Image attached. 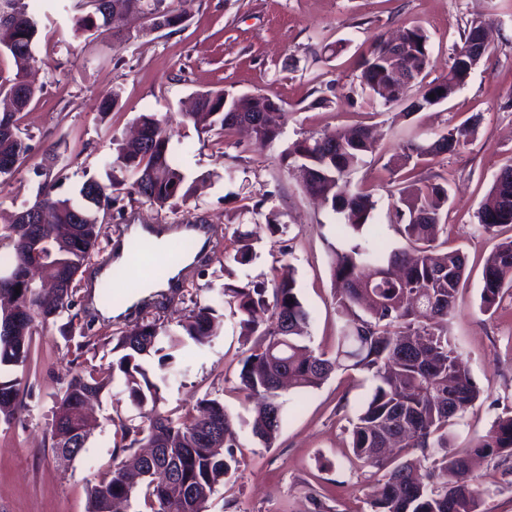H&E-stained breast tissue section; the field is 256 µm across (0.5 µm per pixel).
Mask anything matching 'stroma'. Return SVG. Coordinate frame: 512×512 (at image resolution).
Returning a JSON list of instances; mask_svg holds the SVG:
<instances>
[{
	"label": "stroma",
	"mask_w": 512,
	"mask_h": 512,
	"mask_svg": "<svg viewBox=\"0 0 512 512\" xmlns=\"http://www.w3.org/2000/svg\"><path fill=\"white\" fill-rule=\"evenodd\" d=\"M69 0H30L42 19L34 44V76L42 85L39 101L23 112L20 127L31 150L20 169L0 176V210L32 201L42 167L41 146L58 145L71 177L61 194H75L81 172L103 180V165L113 139L125 138L144 112L165 123L179 163L189 177L207 173L190 219L203 225L209 250L203 261L175 279L153 299V315L176 323L192 302L214 307L217 329L202 346L187 343L171 360L152 356L144 366L165 376L162 411L176 414L198 399H222L234 418L239 469L217 486L209 512H306L310 487H335L333 512H371L369 501L381 477L357 462L348 449V421L369 396L366 375L333 374L320 387L283 391V420L273 447L257 439L248 424L249 403L238 374L250 342L239 317L219 294L223 267H231L237 285L270 280L274 267L290 263L311 319L308 344L333 351L339 319L330 275L332 250L339 246L340 214L307 194L301 180L280 161L294 141L338 127H365L377 139V160L355 170L352 184L367 187L376 208L370 221L391 248L403 241L394 228L396 197L383 161L407 141L424 142L478 116L479 123L457 152L434 159L425 176L448 186V246L462 251L472 274L459 292L449 334L481 395L452 428V445L463 449L486 434L494 420L512 413V290L505 291L496 313L479 308L481 274L494 239L477 224L479 204L501 167L512 162V0H194L176 32L151 30L146 19L132 17L120 28L99 27L77 39H61ZM491 27L490 56L452 99L416 113L411 87L401 103L383 106L360 83V62L374 39L409 25L429 37L428 81L448 72L456 44L471 21ZM343 42L340 54H323L327 43ZM261 92L277 101L287 120L271 143L239 131H197L180 114L200 92ZM116 92L120 107L107 117L98 99ZM278 211L284 231L271 235L265 224ZM181 215L143 203L126 206L101 224L107 247L79 273L78 309L88 312V333L99 339L96 354L80 353L57 328L37 329L31 359L13 369L21 381L27 410L21 419L0 421V512H86V486L112 467L114 418L138 419L127 400L101 396L85 450L71 466L60 467L48 448L49 423L57 395L76 365L105 369L112 362V332L140 321L123 286H116V318L91 306L88 291L111 261L113 244L126 225L168 227ZM250 232L253 259L229 263L233 229ZM477 484L481 512H512V461H480Z\"/></svg>",
	"instance_id": "stroma-1"
}]
</instances>
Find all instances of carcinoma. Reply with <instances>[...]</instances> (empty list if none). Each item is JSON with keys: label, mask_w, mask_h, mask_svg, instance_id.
I'll return each instance as SVG.
<instances>
[{"label": "carcinoma", "mask_w": 512, "mask_h": 512, "mask_svg": "<svg viewBox=\"0 0 512 512\" xmlns=\"http://www.w3.org/2000/svg\"><path fill=\"white\" fill-rule=\"evenodd\" d=\"M193 0H180L172 9L165 0H76L69 32L78 38L97 26L114 23L112 8L149 20L165 18V28L176 30L188 16ZM40 26L26 0H0V53L13 62L11 77L0 75V95L12 108L0 112V175L20 168L29 144L21 136V113L41 90L26 84V72L37 63L33 48ZM410 44L403 67L421 76L429 65L428 36L413 25L402 30ZM388 40L375 39L361 63L360 82L384 105L400 102L394 87L397 79L385 60ZM471 71L452 60L447 75L424 86L412 109L452 98ZM202 132L232 130L247 120L261 142L279 137L286 113L270 96L256 92L230 95L222 90L197 96L192 111L181 114ZM140 136L116 144L115 154L105 160L114 175L109 183L91 176L82 181L74 197L58 189L69 179L67 166L59 163L52 148L44 151L45 179L34 201L22 204L0 228V242L12 249L7 277L0 279V367L26 365L36 327L59 325L67 341L91 351V341L75 311V281L81 268L100 248L101 219L122 212L120 202H147L176 214L199 196L205 179L189 180L179 167L162 122L152 114L138 117ZM467 129L453 127L429 144L408 142L385 163L393 175L405 177L434 157L451 153L464 143ZM375 145L362 128L333 129L319 136L293 142L283 161L304 172L307 191L341 214L344 235L367 225L376 201L352 185L350 175ZM396 232L407 247L386 252L374 238L352 240L334 250L331 277L336 313L341 318L336 348L315 352L305 343L310 313L299 295L294 269L276 273L268 283L238 286L224 283V303L240 315L245 336L255 337L242 360L241 389L255 400L251 430L272 445L282 420L281 376L288 374L300 390L321 386L339 370L368 374L374 387L351 420L349 448L364 464L384 470L381 486L371 501V512H481L480 493L472 483L471 468L478 458L512 459V414L498 417L485 435L464 452L449 444L448 428L463 418L480 396V389L448 334V316L456 308L458 290L466 278L465 257L457 250L440 248L437 240L447 225L445 183L413 180L400 189ZM479 227L500 234L512 228V164L503 166L478 209ZM30 234L42 240L41 254L25 248ZM233 260L252 258L248 236L233 231ZM52 283L57 295L48 299L40 285ZM512 288V236L500 240L486 258L482 270L480 309L494 312L504 289ZM214 310L194 306L172 330L160 319L143 316L128 332H116L108 370L81 369L68 380L55 401L50 423L51 448L64 452L69 442L84 450L89 432L81 405L86 398L112 390L120 379L124 393L142 421L121 423L115 447L122 457L112 470L87 489V512H125L131 501L143 496V512H206L215 486L237 473L233 420L218 398L204 397L198 414L174 418L161 411V388L142 365V360L161 351L167 340L176 348L184 338L202 345L214 335ZM20 380L0 379V419L11 422L25 409L20 399ZM398 447L388 459L373 452L386 442ZM177 461L178 477H161L135 484L129 473L143 469L138 452L149 445ZM418 450L420 455L410 456Z\"/></svg>", "instance_id": "obj_1"}]
</instances>
